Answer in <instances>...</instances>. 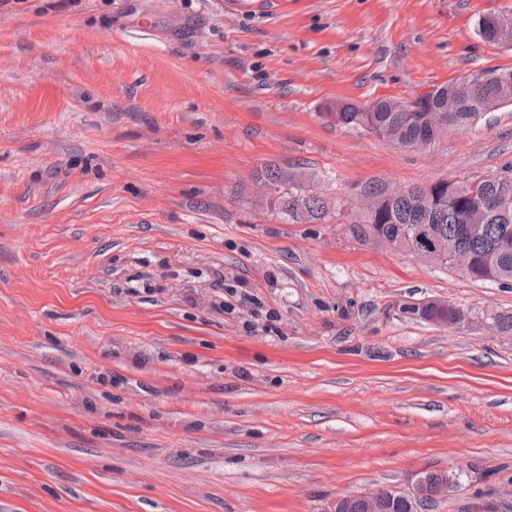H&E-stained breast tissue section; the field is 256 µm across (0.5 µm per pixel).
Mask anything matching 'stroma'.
<instances>
[{"label":"stroma","mask_w":512,"mask_h":512,"mask_svg":"<svg viewBox=\"0 0 512 512\" xmlns=\"http://www.w3.org/2000/svg\"><path fill=\"white\" fill-rule=\"evenodd\" d=\"M512 0H0V512H512V288L354 228L365 187L512 164V105L404 148L320 117L512 47ZM315 174L285 221L254 180ZM436 300L458 326L408 314ZM256 177L272 187L271 204L291 223L317 222L331 210L330 200L306 189L305 181L288 170L265 165L257 171ZM449 476L453 481L454 485L462 484L465 476V472L462 470L448 469L445 470H430L429 479L432 483H439L441 480ZM415 489L413 493H405L397 489H381L375 491L370 496V508L371 512H390L396 503L401 499H406L417 506V503L424 499H432L440 496L447 495L453 488L448 482H442L437 485H433L429 482L426 476L420 475L415 480ZM356 502L350 509L351 496L344 495L336 498L334 504V512H370L369 501L365 498L364 494H359L355 497ZM403 500L399 512H413V508L410 503ZM414 511H417L414 510Z\"/></svg>","instance_id":"stroma-1"}]
</instances>
